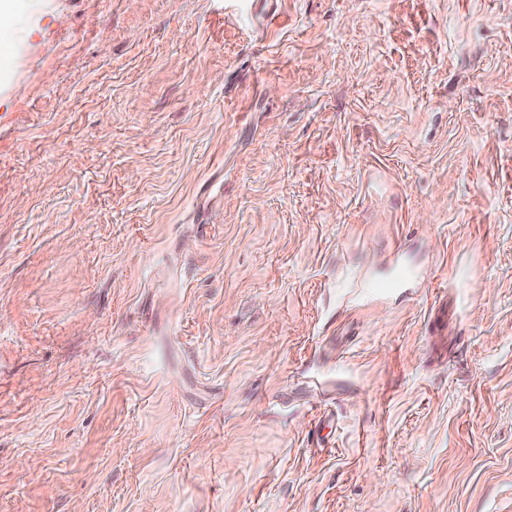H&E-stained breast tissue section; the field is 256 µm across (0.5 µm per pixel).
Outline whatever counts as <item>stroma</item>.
I'll return each mask as SVG.
<instances>
[{"mask_svg": "<svg viewBox=\"0 0 512 512\" xmlns=\"http://www.w3.org/2000/svg\"><path fill=\"white\" fill-rule=\"evenodd\" d=\"M20 3L0 512H512V0Z\"/></svg>", "mask_w": 512, "mask_h": 512, "instance_id": "stroma-1", "label": "stroma"}]
</instances>
